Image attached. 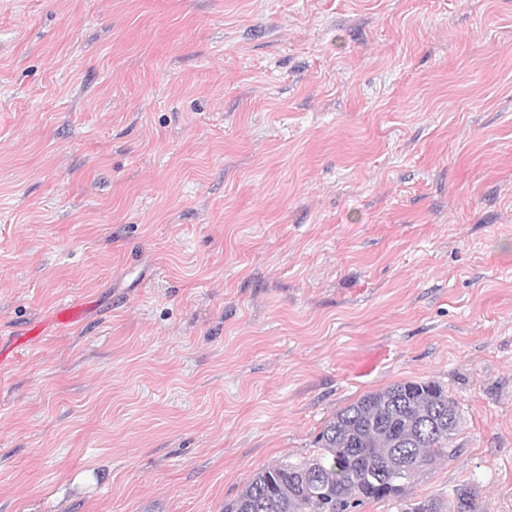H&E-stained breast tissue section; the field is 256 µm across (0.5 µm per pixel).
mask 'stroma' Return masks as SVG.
<instances>
[{"instance_id": "35a3bbf8", "label": "stroma", "mask_w": 512, "mask_h": 512, "mask_svg": "<svg viewBox=\"0 0 512 512\" xmlns=\"http://www.w3.org/2000/svg\"><path fill=\"white\" fill-rule=\"evenodd\" d=\"M0 512H224L407 380L416 502L512 512V0H0ZM85 303L82 301H71L56 307L44 322V328L40 334H44L50 326L65 327L77 322L82 315ZM476 492L471 486H461L453 491V509L447 510L435 498L420 500L413 503H400L402 512H478Z\"/></svg>"}]
</instances>
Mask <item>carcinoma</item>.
Listing matches in <instances>:
<instances>
[{"mask_svg": "<svg viewBox=\"0 0 512 512\" xmlns=\"http://www.w3.org/2000/svg\"><path fill=\"white\" fill-rule=\"evenodd\" d=\"M457 403L433 380L399 382L339 410L318 434L319 453L268 467L224 512H356L403 499L405 488L437 458L452 456ZM453 509L435 498L402 512H478L471 486L453 491Z\"/></svg>", "mask_w": 512, "mask_h": 512, "instance_id": "cac0c4a2", "label": "carcinoma"}]
</instances>
